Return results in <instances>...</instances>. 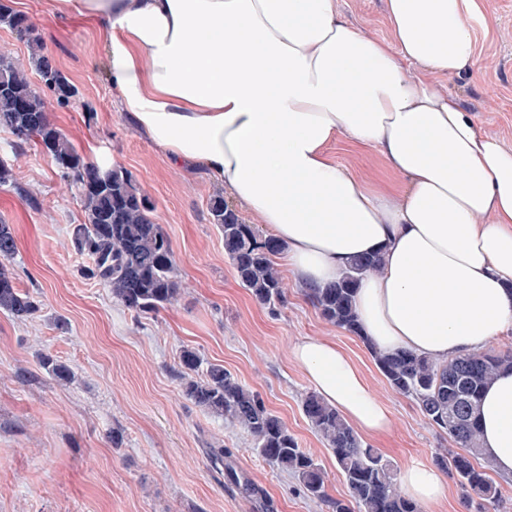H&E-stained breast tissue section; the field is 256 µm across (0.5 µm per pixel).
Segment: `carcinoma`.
I'll use <instances>...</instances> for the list:
<instances>
[{"label": "carcinoma", "instance_id": "1", "mask_svg": "<svg viewBox=\"0 0 512 512\" xmlns=\"http://www.w3.org/2000/svg\"><path fill=\"white\" fill-rule=\"evenodd\" d=\"M0 23L10 27L28 48L26 64L0 55V126L8 128L18 145L31 141L42 145L57 163L64 162L61 176L77 187L84 220L73 227L77 249L89 256L86 275L109 289L112 298L139 316L150 315L173 304L180 295L171 242L154 217V207L137 186L131 172L120 165L108 168L106 180L98 179L100 164L87 161L50 119L48 106L34 86L31 73L66 104L77 89L45 52L40 33L26 29V17L17 14L11 0H0ZM210 216L224 238V255L238 282L260 306L274 307L286 298L283 278L275 258L282 246L263 237L255 225L245 223L222 196L210 202ZM16 242L10 225L0 224V310L17 319L36 313L32 296L19 288L3 260L12 258ZM381 255L354 258L336 282L304 289V295L327 322L359 337L388 386L413 399L422 414L455 449L435 456V465L448 474L465 495L495 503L497 488L483 459L479 407L483 390L503 369L512 368V350L475 352L436 362L418 354L381 353L363 336L355 307L359 282L376 274ZM54 379L68 382L73 372L50 354L39 359ZM198 354L181 350L177 376L188 400L240 427L250 436L254 450L272 466L293 474L306 494L326 503L328 512H421L398 486L391 464L368 446L336 407L317 393L301 401L310 428L334 457L348 490V498H331L326 492L321 465L300 448L297 438L265 405L260 395L243 385L222 364L210 363L205 372ZM231 449H209L214 465L225 464L227 478L248 494L257 493L249 480L227 463Z\"/></svg>", "mask_w": 512, "mask_h": 512}]
</instances>
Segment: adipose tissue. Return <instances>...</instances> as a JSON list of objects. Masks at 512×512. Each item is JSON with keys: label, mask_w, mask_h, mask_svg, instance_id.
Here are the masks:
<instances>
[{"label": "adipose tissue", "mask_w": 512, "mask_h": 512, "mask_svg": "<svg viewBox=\"0 0 512 512\" xmlns=\"http://www.w3.org/2000/svg\"><path fill=\"white\" fill-rule=\"evenodd\" d=\"M51 10L98 21L123 111L259 215L301 287L382 253L355 298L379 350L445 361L512 324V149L428 79L472 61L476 0H388L391 45L342 21L336 0H52ZM340 132L380 151L400 187L378 193L337 165L326 146ZM292 357L351 425L388 431V408L335 342L303 339ZM480 425L484 452L512 476V370L486 389ZM399 482L422 504L446 490L420 463Z\"/></svg>", "instance_id": "ef3b65f1"}]
</instances>
